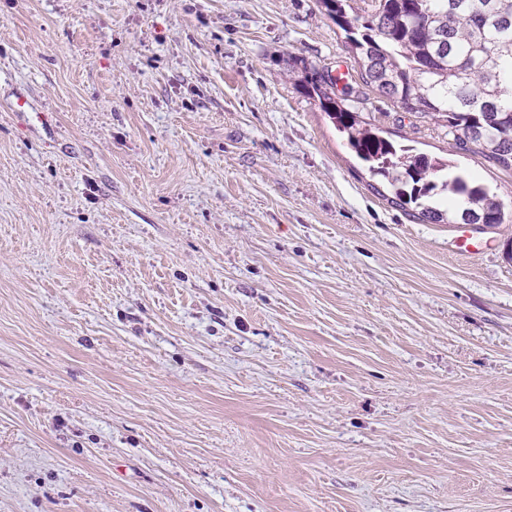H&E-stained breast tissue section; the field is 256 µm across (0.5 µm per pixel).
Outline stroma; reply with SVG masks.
<instances>
[{"label":"stroma","instance_id":"stroma-1","mask_svg":"<svg viewBox=\"0 0 512 512\" xmlns=\"http://www.w3.org/2000/svg\"><path fill=\"white\" fill-rule=\"evenodd\" d=\"M343 66L318 0H0V512H512V225L392 205Z\"/></svg>","mask_w":512,"mask_h":512}]
</instances>
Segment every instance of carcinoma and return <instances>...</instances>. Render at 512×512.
Wrapping results in <instances>:
<instances>
[{
	"label": "carcinoma",
	"instance_id": "cac0c4a2",
	"mask_svg": "<svg viewBox=\"0 0 512 512\" xmlns=\"http://www.w3.org/2000/svg\"><path fill=\"white\" fill-rule=\"evenodd\" d=\"M344 32L359 60L364 85L406 110L430 117L459 140L471 138L498 166L512 170V0H318ZM337 79L315 72L307 91L346 134L369 171L394 190L390 203L414 205L417 218L440 222L432 206L454 196L448 222L496 229L504 204L450 164L380 136L336 96Z\"/></svg>",
	"mask_w": 512,
	"mask_h": 512
}]
</instances>
